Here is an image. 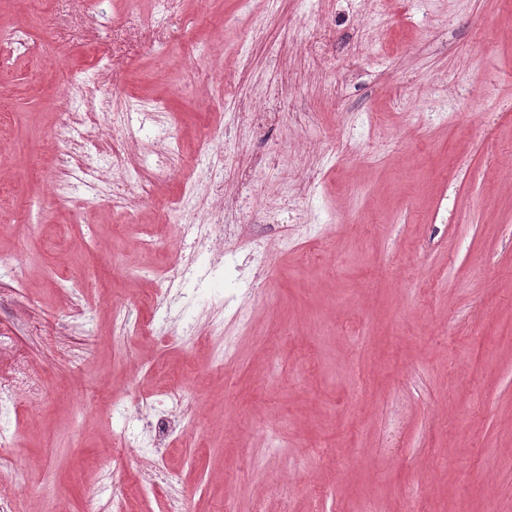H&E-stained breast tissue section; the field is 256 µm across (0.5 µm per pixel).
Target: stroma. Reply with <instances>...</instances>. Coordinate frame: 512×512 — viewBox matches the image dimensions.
<instances>
[{
    "label": "stroma",
    "instance_id": "stroma-1",
    "mask_svg": "<svg viewBox=\"0 0 512 512\" xmlns=\"http://www.w3.org/2000/svg\"><path fill=\"white\" fill-rule=\"evenodd\" d=\"M201 46L143 42L102 90L133 101L132 120L100 116L97 145L76 174L52 175L65 110L96 60L68 41L79 15L53 0H0V30L24 31L38 55L0 64V332L36 373L41 399L23 400L0 451L23 512H84L122 482L129 512H166L137 495L139 448L114 435L113 406L161 396L181 371L195 396L186 434L164 464L196 512H512V0H389L370 32L360 73L336 103L318 93L297 54L306 27L330 17L346 51L359 0H182ZM235 71L227 97L190 70ZM444 80L456 97L428 105ZM270 97L314 112L337 140L375 118L387 150L364 160L338 152L303 198L275 202L285 166L271 152L281 121L256 127L245 104ZM486 114L476 122L473 109ZM423 112L407 130L402 115ZM163 123L182 152L207 126L225 145V191L248 200L251 239L224 259L193 253L171 224L143 255L121 234L112 187L88 196V172L113 139L148 140ZM210 189L201 168H179L162 198L197 219ZM67 205H60L59 197ZM184 284L158 290L142 267L172 259ZM151 336L114 343V303ZM224 323L234 350L212 366ZM197 334L182 349L155 339Z\"/></svg>",
    "mask_w": 512,
    "mask_h": 512
}]
</instances>
